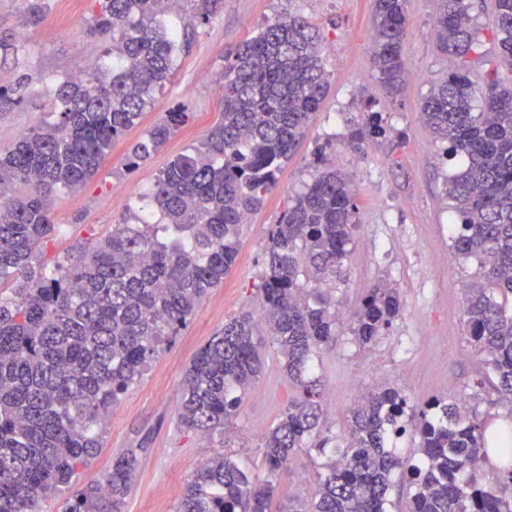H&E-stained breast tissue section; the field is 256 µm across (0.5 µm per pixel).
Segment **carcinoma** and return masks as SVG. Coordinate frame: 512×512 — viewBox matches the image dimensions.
I'll return each instance as SVG.
<instances>
[{
    "label": "carcinoma",
    "instance_id": "cac0c4a2",
    "mask_svg": "<svg viewBox=\"0 0 512 512\" xmlns=\"http://www.w3.org/2000/svg\"><path fill=\"white\" fill-rule=\"evenodd\" d=\"M27 22L46 17V0H25ZM94 28L110 35V64L53 89V121L0 152V512H41L49 497L72 488L102 448L99 430L119 401L234 266L242 224L277 185L329 90L321 30L299 16L267 24L231 51L224 67L221 119L191 151L171 161L150 192L161 222L135 215L66 263L49 270L39 256L55 224L48 198L83 185L134 126L157 91L172 81L181 49L165 14L183 11L184 26L208 22L224 0H99ZM407 0H373V78L386 95L405 82ZM476 0H441L434 21L439 50L453 66L430 87L420 119L461 167L446 182L453 212L452 250L475 260L482 281L468 288L467 343L483 357L477 387L512 403V89L490 72L471 77L481 29ZM490 35L512 66V0H494ZM167 113L126 154L130 170L184 125ZM382 113L350 127L354 151L386 136ZM323 154L303 188L288 197L267 245L259 313L224 324L186 371L178 418L209 434L237 412L259 378L266 337L298 391L263 437V479H252L226 454L202 464L187 484L180 512H273L277 479L300 449L315 447L316 484L280 512H386L393 476L414 487L409 512H512V495L482 482L489 452L512 484V428L487 433L488 419L466 403L433 398L408 405L404 391L383 387L351 409L346 434H329L314 363L335 340L339 311L331 289L359 228L347 173ZM19 183L25 191L10 194ZM312 282L315 287H307ZM397 289H368L349 333L360 345L387 331L400 313ZM412 432L419 458L390 444ZM138 460L114 459L102 480L66 500L63 512H121Z\"/></svg>",
    "mask_w": 512,
    "mask_h": 512
}]
</instances>
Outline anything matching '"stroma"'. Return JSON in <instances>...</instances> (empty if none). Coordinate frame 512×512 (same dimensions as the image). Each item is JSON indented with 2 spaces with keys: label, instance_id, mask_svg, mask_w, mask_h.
<instances>
[{
  "label": "stroma",
  "instance_id": "1",
  "mask_svg": "<svg viewBox=\"0 0 512 512\" xmlns=\"http://www.w3.org/2000/svg\"><path fill=\"white\" fill-rule=\"evenodd\" d=\"M439 7L440 0H408L407 83L390 99L372 77V0H224L223 13L188 29L173 81L156 92L152 107L114 144L99 170L79 189L52 197L51 215L60 230L44 256L63 262L138 211L141 195L167 164L204 140L220 118V75L231 48L286 14L324 32L331 89L321 111L284 164L276 189L244 225L238 259L223 285L113 406L101 451L80 475L83 484L102 479L114 458L135 452L140 464L122 512H179L198 465L219 453L239 458L253 476L264 477L263 435L296 393L279 368L276 348H262L265 372L224 431L203 436L182 428L177 416L182 382L197 350L227 320L245 309L258 310L272 224L288 196L309 181L318 147L328 137H343L371 108L383 110L390 134L360 153L336 148V163L356 189L360 225L346 277L336 284L342 312L336 339L322 346L316 361L325 426L341 434L358 396L384 385L403 389L414 405L432 397L464 399L471 410L489 415L491 425L512 420V404L478 394L483 363L465 343L462 303L479 269L451 249L445 195L451 164L418 114L431 83L447 76L450 66L436 49L433 22ZM99 10L98 0H47L45 21L33 26L16 0H0V37L20 38L22 45L16 53L0 50V86L19 88L21 95L18 106L0 112V151L47 120L56 82L92 71L102 61L112 41L92 30ZM173 109L189 113L187 124L138 168L128 169L130 145ZM380 282L398 289L402 309L385 335L357 345L348 331L352 314L367 289Z\"/></svg>",
  "mask_w": 512,
  "mask_h": 512
}]
</instances>
